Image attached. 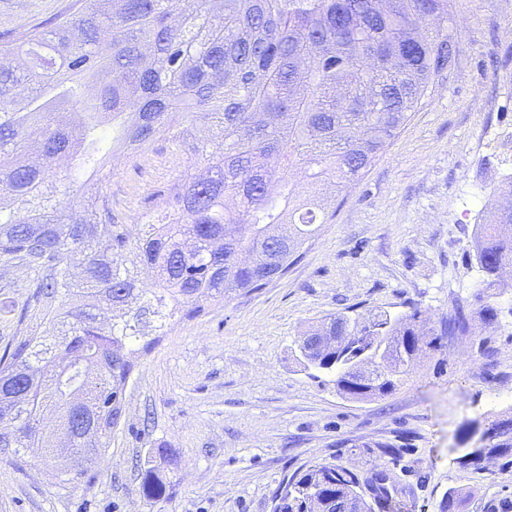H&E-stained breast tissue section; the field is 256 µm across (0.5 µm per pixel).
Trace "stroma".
<instances>
[{"label":"stroma","mask_w":512,"mask_h":512,"mask_svg":"<svg viewBox=\"0 0 512 512\" xmlns=\"http://www.w3.org/2000/svg\"><path fill=\"white\" fill-rule=\"evenodd\" d=\"M86 0H0V34L45 28ZM454 62L364 176L344 188L333 216L258 291L204 303L165 327L139 356L123 416L105 452L74 488L57 466L0 456V512H273L288 479L315 463L364 472L381 447L400 449L392 512H439L449 489L468 488L469 512L501 489L512 465L460 466L483 431L512 417V288L493 305L495 325L439 337L390 395L351 399L298 358L296 340L331 314L419 308L438 322L455 301L479 310L474 235L502 176L512 173V0H450ZM204 142L194 118L124 158L96 192L133 220L159 191L201 173L181 130ZM34 269L0 263V351L41 335L45 306L31 304ZM165 496L146 499L142 472L159 449Z\"/></svg>","instance_id":"stroma-1"}]
</instances>
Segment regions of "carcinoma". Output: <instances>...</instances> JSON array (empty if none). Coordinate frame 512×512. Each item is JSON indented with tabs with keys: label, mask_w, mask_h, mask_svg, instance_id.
Returning a JSON list of instances; mask_svg holds the SVG:
<instances>
[{
	"label": "carcinoma",
	"mask_w": 512,
	"mask_h": 512,
	"mask_svg": "<svg viewBox=\"0 0 512 512\" xmlns=\"http://www.w3.org/2000/svg\"><path fill=\"white\" fill-rule=\"evenodd\" d=\"M0 43V261L45 270L35 300L48 309L46 336L0 354V449L48 457L43 432L55 408L74 448L99 452L120 423L136 354L156 343L154 322L187 318L201 302L263 286L328 215L322 191L358 181L424 96L452 52L449 0H93V5ZM95 86L89 85V80ZM191 115L215 137L188 150L207 161L163 200L158 223L132 230L112 200L60 201L46 171L65 160L96 176L100 126L147 148ZM475 258L480 287H501L512 263V209L491 202ZM182 221L168 223V214ZM79 263L81 275L72 273ZM152 272L146 288L142 270ZM473 311L463 303L424 329L421 311L393 317L334 314L296 340L304 366L335 376L353 399L386 396L414 371L422 346L401 336H458ZM368 357L375 373L356 365ZM495 458H512V419L487 429ZM81 460L60 472L75 486ZM164 483L146 470L143 494ZM396 482L376 465L363 474L318 463L293 475L273 512H386ZM471 491L455 489L441 512H465ZM484 512H512V494L490 497Z\"/></svg>",
	"instance_id": "cac0c4a2"
}]
</instances>
